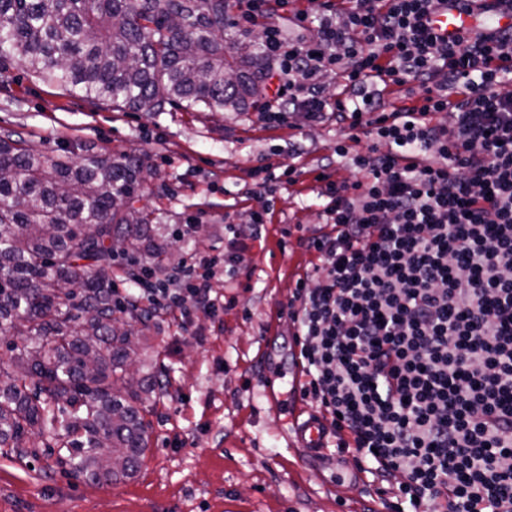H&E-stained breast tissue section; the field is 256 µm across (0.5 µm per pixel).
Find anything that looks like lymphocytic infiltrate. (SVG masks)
I'll list each match as a JSON object with an SVG mask.
<instances>
[{
    "instance_id": "lymphocytic-infiltrate-1",
    "label": "lymphocytic infiltrate",
    "mask_w": 512,
    "mask_h": 512,
    "mask_svg": "<svg viewBox=\"0 0 512 512\" xmlns=\"http://www.w3.org/2000/svg\"><path fill=\"white\" fill-rule=\"evenodd\" d=\"M307 2L294 19L312 37L262 29L278 85L259 114L368 145L336 147L361 180L320 174L324 225L299 239L312 270L280 305L299 392L357 468L394 479L397 512H512V0ZM443 7L504 22L449 37ZM396 88L414 104L385 103ZM223 267L193 255L163 280L134 263L133 299L218 313Z\"/></svg>"
}]
</instances>
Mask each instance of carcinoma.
I'll use <instances>...</instances> for the list:
<instances>
[{"instance_id":"cac0c4a2","label":"carcinoma","mask_w":512,"mask_h":512,"mask_svg":"<svg viewBox=\"0 0 512 512\" xmlns=\"http://www.w3.org/2000/svg\"><path fill=\"white\" fill-rule=\"evenodd\" d=\"M231 0H0V58L91 103L132 111L245 112L264 95V57L224 42ZM145 154L74 163L0 131V454L48 456L96 483L134 476L150 444L146 402L163 381L133 379L153 311L112 300V241L163 261L169 245L133 207Z\"/></svg>"}]
</instances>
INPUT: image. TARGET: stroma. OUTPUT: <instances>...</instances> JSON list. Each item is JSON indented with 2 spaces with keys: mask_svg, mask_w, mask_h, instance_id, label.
I'll return each mask as SVG.
<instances>
[{
  "mask_svg": "<svg viewBox=\"0 0 512 512\" xmlns=\"http://www.w3.org/2000/svg\"><path fill=\"white\" fill-rule=\"evenodd\" d=\"M0 128L21 132L50 154L144 153L156 172L136 208L162 227L170 253L161 272L178 269L187 252L239 255L242 268L213 283L226 301L218 315L198 311L182 333L168 310L153 314L142 358L161 372L164 390L150 400L151 447L137 474L107 485L77 480L51 467L46 456L0 455V512H367L369 486L351 479L352 454L328 449L310 462L286 447L293 398L290 343L294 328L281 318L267 337L265 323L310 269L298 238L320 227L322 188L316 176L328 165L333 179L359 177L336 158L346 132L334 121L318 125L295 116L294 127L273 126L245 112H133L94 107L27 73L18 57L0 58ZM292 165L295 183L262 196L248 195L261 158ZM269 213L260 238L225 233V222L249 223ZM198 229L177 240L180 224ZM278 370L281 413L256 414L251 395L264 373Z\"/></svg>",
  "mask_w": 512,
  "mask_h": 512,
  "instance_id": "stroma-1",
  "label": "stroma"
}]
</instances>
